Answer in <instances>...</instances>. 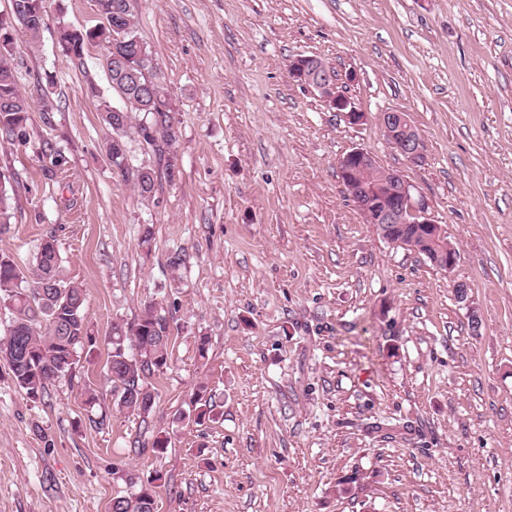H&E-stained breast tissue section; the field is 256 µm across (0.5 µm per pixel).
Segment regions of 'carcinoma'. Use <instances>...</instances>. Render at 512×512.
Listing matches in <instances>:
<instances>
[{
  "label": "carcinoma",
  "instance_id": "1",
  "mask_svg": "<svg viewBox=\"0 0 512 512\" xmlns=\"http://www.w3.org/2000/svg\"><path fill=\"white\" fill-rule=\"evenodd\" d=\"M10 2V13L0 15V25L13 31L20 28L32 43H38L46 25V16L40 14L44 0ZM94 5L100 22L89 27H61L59 48L65 56L80 61L88 48L101 45L106 50L108 72L121 74L120 81L112 79L110 83L116 94L127 96V102L118 112L106 101L100 102L99 109L102 121L114 132L106 146L112 163L122 166L127 129L136 113L146 115L136 126L138 136L162 157L176 138L169 92L155 73L150 48H145L142 56L132 42L137 33L129 0H94ZM30 121L31 104L17 85L12 54L0 53V135L23 142L29 136ZM155 179V171L149 167L137 171L136 187L142 196L152 194ZM7 182L0 173V224L10 223ZM416 246L431 262L437 247L454 251L446 236L434 247L420 236ZM32 277V288L20 291L17 281L23 272L10 256L0 254V307L12 315L8 334L0 340V357L6 360L16 385L28 399L37 401L44 397L49 383L72 375L85 347L94 346L96 337L89 330L83 291L64 278L62 259L51 236L36 253ZM171 335L170 320L151 304L137 320L112 324L106 365L119 407L143 414L152 410L155 392L147 379L167 367ZM82 396L90 412L89 423L97 429L107 426L108 414L97 411V390L88 385ZM193 412L197 423L213 416V404L203 386L195 394ZM127 481L137 490L112 498L111 512H156L152 489L137 485L133 475L127 476Z\"/></svg>",
  "mask_w": 512,
  "mask_h": 512
}]
</instances>
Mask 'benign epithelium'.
Here are the masks:
<instances>
[{"instance_id": "benign-epithelium-1", "label": "benign epithelium", "mask_w": 512, "mask_h": 512, "mask_svg": "<svg viewBox=\"0 0 512 512\" xmlns=\"http://www.w3.org/2000/svg\"><path fill=\"white\" fill-rule=\"evenodd\" d=\"M290 74L296 81L314 89L328 106L345 114L348 121L358 125L365 113L356 109L338 82L314 56L299 55L290 63ZM382 126L388 143L409 162L418 164L425 158V144L408 116L398 110L383 115ZM376 167L375 158L362 149L349 151L339 161V173L348 197L363 213L369 224H425L428 238L442 234V229L428 214L426 203L416 198L414 187L399 171L385 172V179L368 184L357 172Z\"/></svg>"}]
</instances>
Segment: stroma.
Returning <instances> with one entry per match:
<instances>
[{"instance_id": "stroma-1", "label": "stroma", "mask_w": 512, "mask_h": 512, "mask_svg": "<svg viewBox=\"0 0 512 512\" xmlns=\"http://www.w3.org/2000/svg\"><path fill=\"white\" fill-rule=\"evenodd\" d=\"M45 7L39 46L14 36L33 111L27 142L0 138V254L25 270L54 236L97 342L36 403L0 359V512H109L126 474L157 472L158 512H512V0H131L176 141L161 159L129 135L122 170L104 49L57 44L61 24L98 23L94 2ZM299 55L334 68L362 124L292 78ZM391 110L423 163L387 144ZM355 148L415 187L452 271L366 223L338 172ZM150 303L179 334L140 414L112 395L104 338ZM88 384L105 429L85 422ZM201 387L217 416L199 425ZM382 126L386 139L393 148L413 164L423 162L425 144L404 112H386L382 118Z\"/></svg>"}]
</instances>
